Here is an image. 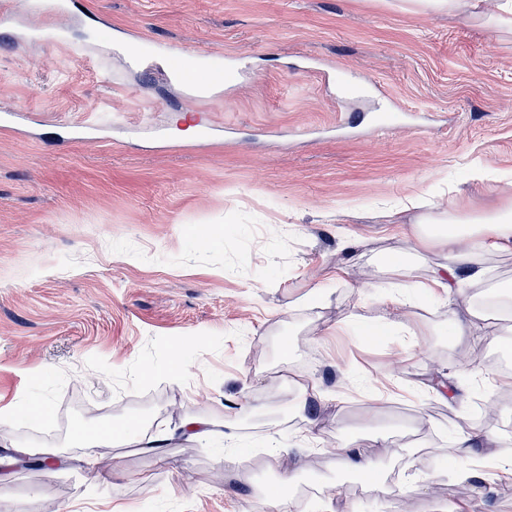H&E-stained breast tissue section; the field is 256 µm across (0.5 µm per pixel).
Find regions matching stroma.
Wrapping results in <instances>:
<instances>
[{"label":"stroma","mask_w":512,"mask_h":512,"mask_svg":"<svg viewBox=\"0 0 512 512\" xmlns=\"http://www.w3.org/2000/svg\"><path fill=\"white\" fill-rule=\"evenodd\" d=\"M1 13L0 113L28 118L0 122V408L47 399L69 429L0 419V443L66 460L0 469V512H255L281 484L271 435L310 491L293 512L409 498L512 512L497 458L512 382L494 358L512 312L481 322V345L459 342L453 296L427 285L441 251L409 237L416 210L385 214L412 197L469 215L512 205V34L414 0H78L65 18L49 0H0ZM201 49L223 58L220 88L168 79ZM480 168L491 179H472ZM345 230L370 246H345ZM393 254L414 265L415 307L391 286ZM316 287L329 301L304 307ZM178 345L185 381L142 376ZM480 396L495 418L480 421ZM229 406L238 468L177 437L157 454L113 449L111 478L89 485L76 432ZM466 429L481 448L451 458ZM352 439L371 478L336 467ZM473 467L485 482L456 479Z\"/></svg>","instance_id":"35a3bbf8"}]
</instances>
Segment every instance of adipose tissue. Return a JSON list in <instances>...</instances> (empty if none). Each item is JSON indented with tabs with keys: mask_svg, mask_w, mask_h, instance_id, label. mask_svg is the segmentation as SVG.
I'll use <instances>...</instances> for the list:
<instances>
[{
	"mask_svg": "<svg viewBox=\"0 0 512 512\" xmlns=\"http://www.w3.org/2000/svg\"><path fill=\"white\" fill-rule=\"evenodd\" d=\"M423 8L448 11L463 19L489 16L498 27L512 31V0H497L494 12H486V0H416ZM411 236L416 245L433 247L443 253V262L433 271V280L439 287L462 292L464 287H480L487 279L488 270L482 262L486 248L512 247V208L505 207L477 217L448 216L430 209L421 215ZM233 416L223 419L199 417L182 418L174 432L144 434L139 438L142 447L158 449L179 436L188 440L223 443L224 429L232 424ZM131 429L127 426H107L95 431L85 442L88 447L86 462L98 479L112 474V460L106 448L125 440Z\"/></svg>",
	"mask_w": 512,
	"mask_h": 512,
	"instance_id": "1",
	"label": "adipose tissue"
}]
</instances>
